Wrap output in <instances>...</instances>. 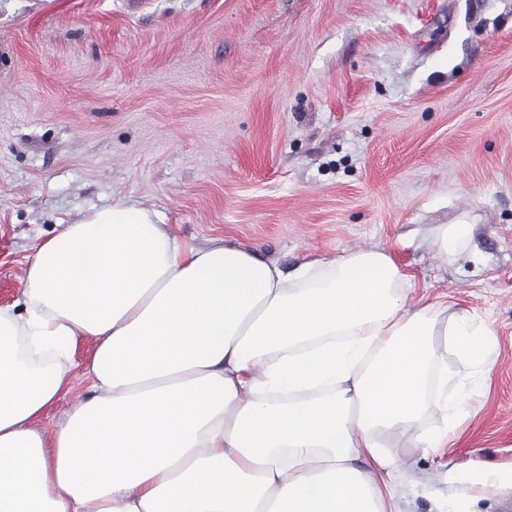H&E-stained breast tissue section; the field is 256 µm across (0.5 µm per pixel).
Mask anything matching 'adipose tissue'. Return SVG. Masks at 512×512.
Listing matches in <instances>:
<instances>
[{
  "label": "adipose tissue",
  "instance_id": "ef3b65f1",
  "mask_svg": "<svg viewBox=\"0 0 512 512\" xmlns=\"http://www.w3.org/2000/svg\"><path fill=\"white\" fill-rule=\"evenodd\" d=\"M0 308V512H394L390 449L441 447L495 333L412 295L381 249L287 272L120 200L42 242ZM91 395L39 423L81 338Z\"/></svg>",
  "mask_w": 512,
  "mask_h": 512
}]
</instances>
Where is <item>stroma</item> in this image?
Here are the masks:
<instances>
[{
	"label": "stroma",
	"mask_w": 512,
	"mask_h": 512,
	"mask_svg": "<svg viewBox=\"0 0 512 512\" xmlns=\"http://www.w3.org/2000/svg\"><path fill=\"white\" fill-rule=\"evenodd\" d=\"M124 198L295 268L381 248L496 332L444 447L397 440L400 512H503L512 474V0H0V307L39 241ZM471 224L446 264L441 224ZM82 339L52 430L89 383Z\"/></svg>",
	"instance_id": "obj_1"
}]
</instances>
